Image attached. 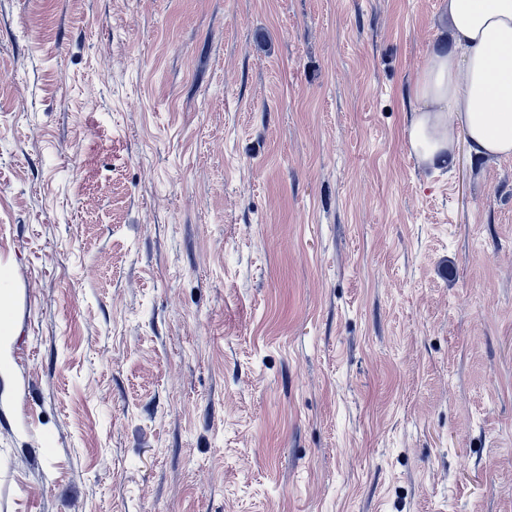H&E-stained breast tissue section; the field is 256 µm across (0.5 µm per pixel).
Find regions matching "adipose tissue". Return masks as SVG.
I'll return each instance as SVG.
<instances>
[{
	"instance_id": "obj_1",
	"label": "adipose tissue",
	"mask_w": 512,
	"mask_h": 512,
	"mask_svg": "<svg viewBox=\"0 0 512 512\" xmlns=\"http://www.w3.org/2000/svg\"><path fill=\"white\" fill-rule=\"evenodd\" d=\"M448 46L418 75L408 126L424 165L452 162L463 133L484 157L512 156V0H448Z\"/></svg>"
}]
</instances>
